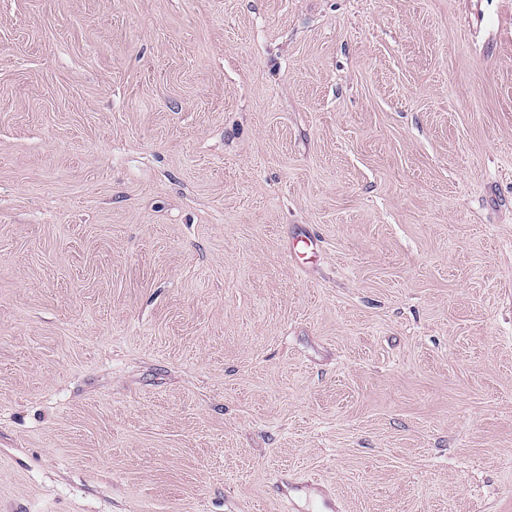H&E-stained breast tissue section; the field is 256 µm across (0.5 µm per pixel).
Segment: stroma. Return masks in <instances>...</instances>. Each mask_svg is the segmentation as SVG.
I'll return each mask as SVG.
<instances>
[{
  "mask_svg": "<svg viewBox=\"0 0 512 512\" xmlns=\"http://www.w3.org/2000/svg\"><path fill=\"white\" fill-rule=\"evenodd\" d=\"M328 501L512 512V0H0V512Z\"/></svg>",
  "mask_w": 512,
  "mask_h": 512,
  "instance_id": "stroma-1",
  "label": "stroma"
}]
</instances>
